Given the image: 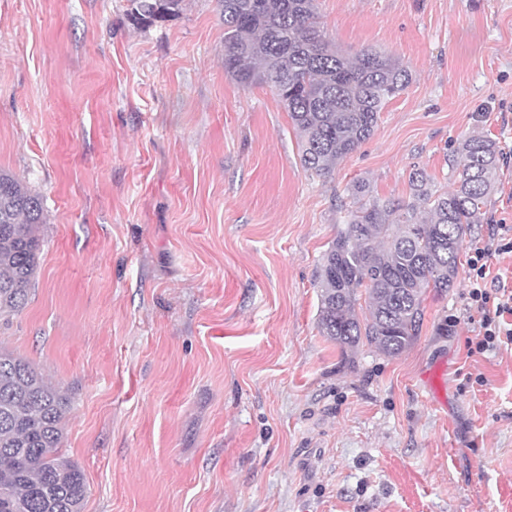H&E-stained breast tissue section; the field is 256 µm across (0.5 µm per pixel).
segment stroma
<instances>
[{
	"instance_id": "stroma-1",
	"label": "stroma",
	"mask_w": 512,
	"mask_h": 512,
	"mask_svg": "<svg viewBox=\"0 0 512 512\" xmlns=\"http://www.w3.org/2000/svg\"><path fill=\"white\" fill-rule=\"evenodd\" d=\"M127 0H0V170L44 198L27 305L0 350L71 400L81 512H512V344L471 351L470 244L512 225V0H318L353 54L412 73L332 175L269 88L224 72L215 0L136 29ZM502 152L458 279L400 355L318 326L351 187L452 183Z\"/></svg>"
}]
</instances>
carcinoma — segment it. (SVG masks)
I'll return each mask as SVG.
<instances>
[{
  "label": "carcinoma",
  "instance_id": "1",
  "mask_svg": "<svg viewBox=\"0 0 512 512\" xmlns=\"http://www.w3.org/2000/svg\"><path fill=\"white\" fill-rule=\"evenodd\" d=\"M137 28L177 15L183 0H127ZM224 25V72L244 86H267L299 136L304 168L335 172L371 138L380 112L407 89L412 74L376 50L344 55L320 21L317 0H215ZM454 187L443 190L421 169L410 173L412 201L369 197L351 189L353 206L323 256L318 323L341 352L367 344L387 356L418 335L427 289L446 291L459 273L470 225L494 190L500 149L468 135ZM43 199L0 172V321L27 304L42 247ZM369 317L356 313L359 293ZM68 397L29 362L0 350V512H81L83 469L63 457Z\"/></svg>",
  "mask_w": 512,
  "mask_h": 512
}]
</instances>
